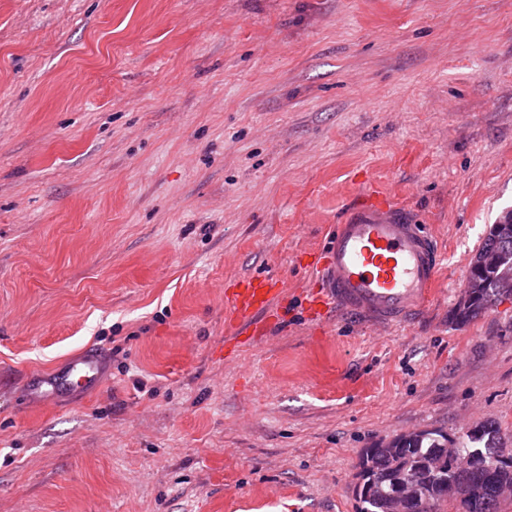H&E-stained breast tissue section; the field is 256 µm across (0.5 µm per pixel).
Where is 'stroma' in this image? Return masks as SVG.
<instances>
[{
	"label": "stroma",
	"instance_id": "obj_1",
	"mask_svg": "<svg viewBox=\"0 0 512 512\" xmlns=\"http://www.w3.org/2000/svg\"><path fill=\"white\" fill-rule=\"evenodd\" d=\"M372 188L446 256L387 327L306 301ZM509 210L512 0H0V512H355L377 441L512 448V300L451 319ZM267 277H249L246 285L226 292L224 303L233 321L239 326H249L259 315L276 305L278 298L285 294L283 288H267ZM100 360L97 355L86 354L69 362L67 370L61 374L53 372L44 376L43 383L52 391L83 388L98 383Z\"/></svg>",
	"mask_w": 512,
	"mask_h": 512
}]
</instances>
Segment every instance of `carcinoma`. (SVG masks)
Returning a JSON list of instances; mask_svg holds the SVG:
<instances>
[{
  "mask_svg": "<svg viewBox=\"0 0 512 512\" xmlns=\"http://www.w3.org/2000/svg\"><path fill=\"white\" fill-rule=\"evenodd\" d=\"M512 212L490 225L480 257L489 252L512 256ZM512 299V264L500 268L470 265L467 286L453 318L467 323L488 309ZM415 489L405 512H500L512 496V448L502 441L493 420L480 422L451 438L432 429L398 435L363 449L355 475L356 512H397L403 483Z\"/></svg>",
  "mask_w": 512,
  "mask_h": 512,
  "instance_id": "1",
  "label": "carcinoma"
}]
</instances>
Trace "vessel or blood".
I'll use <instances>...</instances> for the list:
<instances>
[{"label":"vessel or blood","instance_id":"1","mask_svg":"<svg viewBox=\"0 0 512 512\" xmlns=\"http://www.w3.org/2000/svg\"><path fill=\"white\" fill-rule=\"evenodd\" d=\"M441 261L424 225L377 197L359 204L350 219L337 225L321 265L323 287L310 302L379 322L403 318L428 304ZM283 294L269 287L267 278L250 277L226 293L224 303L233 321L248 326ZM99 374L98 356L87 354L70 361L65 372L46 375L44 382L55 391L83 388L96 385Z\"/></svg>","mask_w":512,"mask_h":512}]
</instances>
